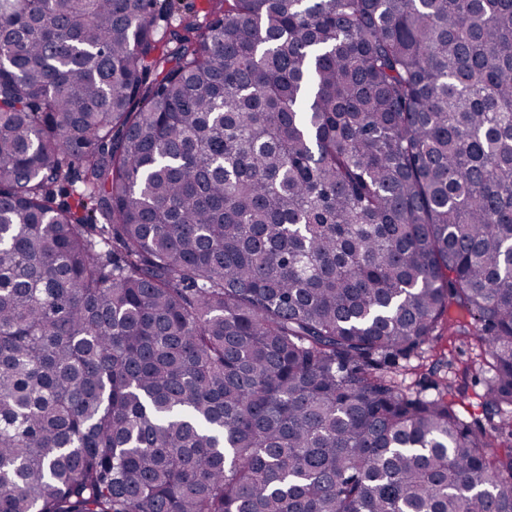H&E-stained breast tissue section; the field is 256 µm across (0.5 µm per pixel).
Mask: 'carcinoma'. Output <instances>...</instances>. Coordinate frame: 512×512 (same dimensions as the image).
Wrapping results in <instances>:
<instances>
[{"label": "carcinoma", "mask_w": 512, "mask_h": 512, "mask_svg": "<svg viewBox=\"0 0 512 512\" xmlns=\"http://www.w3.org/2000/svg\"><path fill=\"white\" fill-rule=\"evenodd\" d=\"M217 2L0 0V512H512V0ZM441 333V336L433 338L420 355L408 361H400L397 378L412 392L422 389L428 395L435 394V390L431 389L434 378H426L424 374L435 358L447 356L454 361L452 372L447 374L454 385L453 399L457 409L467 420L477 419L486 423L481 408L484 393L482 377L473 370V361L477 359L476 354H479L477 343L472 337L448 336V328Z\"/></svg>", "instance_id": "cac0c4a2"}]
</instances>
